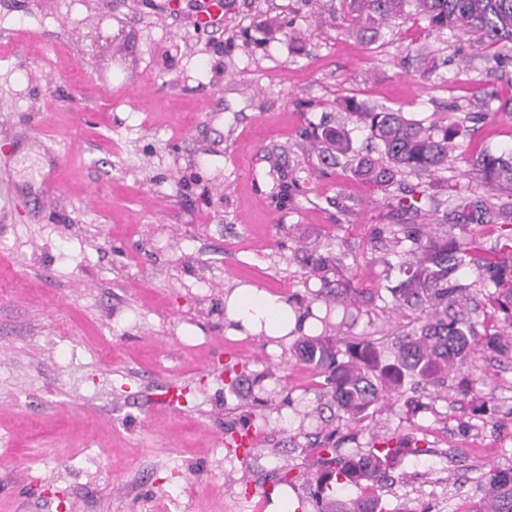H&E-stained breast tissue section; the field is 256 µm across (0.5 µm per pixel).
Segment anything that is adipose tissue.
I'll return each instance as SVG.
<instances>
[{
    "mask_svg": "<svg viewBox=\"0 0 512 512\" xmlns=\"http://www.w3.org/2000/svg\"><path fill=\"white\" fill-rule=\"evenodd\" d=\"M227 335L239 330L280 337L298 329V315L280 296L254 284H242L224 295Z\"/></svg>",
    "mask_w": 512,
    "mask_h": 512,
    "instance_id": "1",
    "label": "adipose tissue"
}]
</instances>
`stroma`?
Wrapping results in <instances>:
<instances>
[{"label":"stroma","instance_id":"stroma-1","mask_svg":"<svg viewBox=\"0 0 512 512\" xmlns=\"http://www.w3.org/2000/svg\"><path fill=\"white\" fill-rule=\"evenodd\" d=\"M339 0H0V512H254L292 479L313 497L322 378L263 335L224 331V291L305 306V259L346 252L382 284L403 224L391 196L323 157L313 130L353 99L451 122L512 98V43L393 21L355 38ZM463 162L422 178L480 190L470 163L512 150V114L471 122ZM384 303L348 328L410 327ZM244 377L226 387V367ZM477 417L449 385L337 427L341 455L378 435L406 454L387 512H474L512 460V354H479ZM259 428L248 459L230 431ZM420 454H413V447Z\"/></svg>","mask_w":512,"mask_h":512}]
</instances>
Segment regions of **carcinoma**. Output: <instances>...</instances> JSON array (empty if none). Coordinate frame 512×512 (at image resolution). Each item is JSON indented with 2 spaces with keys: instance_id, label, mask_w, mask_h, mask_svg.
Returning <instances> with one entry per match:
<instances>
[{
  "instance_id": "cac0c4a2",
  "label": "carcinoma",
  "mask_w": 512,
  "mask_h": 512,
  "mask_svg": "<svg viewBox=\"0 0 512 512\" xmlns=\"http://www.w3.org/2000/svg\"><path fill=\"white\" fill-rule=\"evenodd\" d=\"M343 17L350 18L352 34L364 43H375L397 17L412 13L435 31L461 30L495 45L512 42V0H341ZM344 109L355 123L368 131L365 151L353 147L352 129L346 125L324 127L317 137L322 152L332 158H349L353 176L389 192L400 188L399 177L413 174L433 176L465 160L461 148L467 135L464 121L442 124L406 115L399 109L369 106L353 99ZM485 191L475 194L455 185L448 195V209L441 202L416 191L398 199L400 209L424 212L445 227L433 235L424 224H403L397 230L383 227L378 236L391 235L390 257L383 259L392 307L417 314L418 325L404 336L388 357L367 337H334L319 333L298 340L294 351L324 377L323 407L336 410V417L361 423L381 402L404 400L407 412L415 415L422 404L406 396L408 386L424 382L441 387L448 377L459 378L462 392L472 395L475 414L486 412V402L472 385L471 368L481 352L507 354L512 351V332H490L473 315L468 293L476 288L485 293L494 312L512 329V205L497 202L499 193L512 191V152L484 153L473 163ZM486 225L508 241L502 247L484 249L458 239L456 227ZM348 254L310 256L312 273L322 284L329 274L348 267ZM336 300L359 309L360 292L343 288ZM335 432L319 445L329 457L317 474L314 496L324 497L331 484L344 491L364 487L367 494L354 499L323 501L321 512H383L377 491L391 478L399 461L389 442L376 443L353 458L336 456ZM477 512H512V464H490L482 487Z\"/></svg>"
}]
</instances>
